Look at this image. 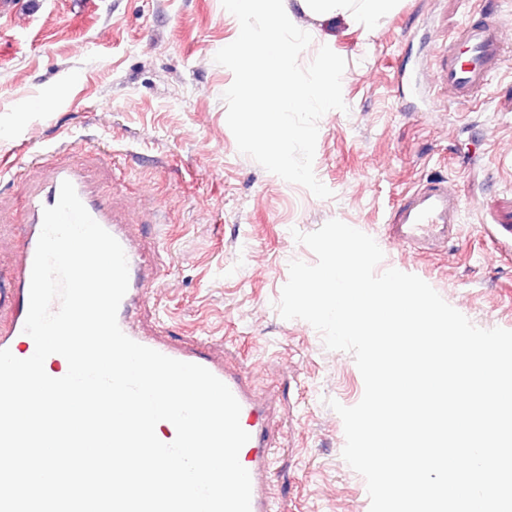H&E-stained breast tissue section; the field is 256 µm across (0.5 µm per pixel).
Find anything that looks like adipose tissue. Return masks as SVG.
I'll list each match as a JSON object with an SVG mask.
<instances>
[{"mask_svg": "<svg viewBox=\"0 0 512 512\" xmlns=\"http://www.w3.org/2000/svg\"><path fill=\"white\" fill-rule=\"evenodd\" d=\"M396 0H225L226 14L240 21L237 36L225 43L224 57L238 65L254 81V88H228L252 132L255 145L266 151L274 168L286 157L280 147L288 129L282 118L288 112L329 110L335 104L336 85L330 76L320 82H298L288 60L304 45L308 22L345 19L354 28L371 27L393 9ZM263 27H254V20Z\"/></svg>", "mask_w": 512, "mask_h": 512, "instance_id": "obj_1", "label": "adipose tissue"}]
</instances>
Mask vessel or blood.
Masks as SVG:
<instances>
[{"mask_svg": "<svg viewBox=\"0 0 512 512\" xmlns=\"http://www.w3.org/2000/svg\"><path fill=\"white\" fill-rule=\"evenodd\" d=\"M512 46L505 40L495 14L484 12L469 20L458 35V45L449 49L445 79L455 98L469 101L477 97L503 67ZM75 143L53 147L39 163L40 175L23 197L17 214L28 231L18 247L19 262L9 278H0V301L8 302L6 318H0V349L20 359L32 356L33 339L24 331L30 304V285L43 211L57 204L63 181H70L89 214L122 245L128 260L129 286L122 299L117 320L120 329L135 342L168 357L201 365L225 383L241 406L240 424L250 435L241 448L239 460L251 477V512H271L264 486L269 477L270 444L265 421L271 406L252 395L247 376L227 369L209 352V340L193 336L183 341L147 338L134 329L130 312L151 284L143 270V259L135 239L124 229L125 217L110 193L91 177L86 162L71 160ZM461 202L451 179L426 180L407 193L392 210L388 231L394 240L407 246L435 249L447 246L459 234Z\"/></svg>", "mask_w": 512, "mask_h": 512, "instance_id": "vessel-or-blood-1", "label": "vessel or blood"}]
</instances>
